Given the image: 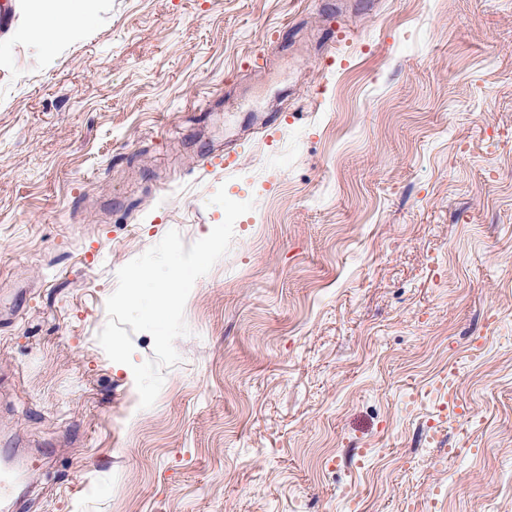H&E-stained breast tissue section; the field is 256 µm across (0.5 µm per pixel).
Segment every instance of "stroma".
I'll list each match as a JSON object with an SVG mask.
<instances>
[{"instance_id":"35a3bbf8","label":"stroma","mask_w":512,"mask_h":512,"mask_svg":"<svg viewBox=\"0 0 512 512\" xmlns=\"http://www.w3.org/2000/svg\"><path fill=\"white\" fill-rule=\"evenodd\" d=\"M90 3L43 44L0 9L15 512H512V0ZM220 188L254 208L140 408L116 273Z\"/></svg>"}]
</instances>
